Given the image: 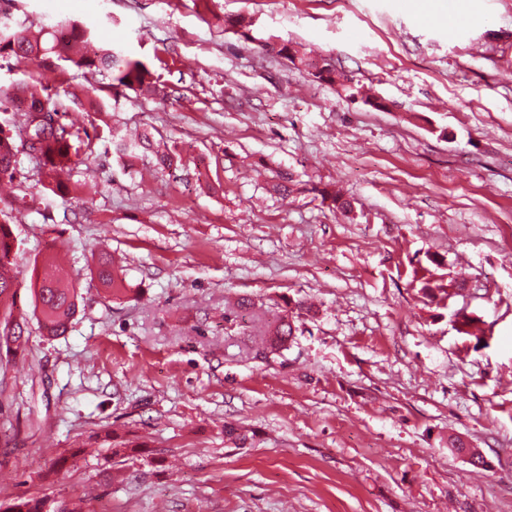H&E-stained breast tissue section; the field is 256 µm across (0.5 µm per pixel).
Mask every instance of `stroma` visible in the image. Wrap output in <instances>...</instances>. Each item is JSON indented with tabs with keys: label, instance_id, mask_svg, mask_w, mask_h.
Here are the masks:
<instances>
[{
	"label": "stroma",
	"instance_id": "obj_1",
	"mask_svg": "<svg viewBox=\"0 0 512 512\" xmlns=\"http://www.w3.org/2000/svg\"><path fill=\"white\" fill-rule=\"evenodd\" d=\"M0 0L23 27L77 21L151 67L166 97L64 121L102 130L55 195L23 159L20 246L0 318V501L83 512H512V0L448 26L407 0ZM330 57L378 111L262 49ZM150 130L182 167L131 166L113 134ZM293 178L288 196L274 186ZM339 190L352 209L322 199ZM79 294L43 336L30 281L46 243ZM111 252L128 290L91 269ZM252 299L250 308L240 298ZM287 350L262 355L296 303ZM480 317L482 337L459 332ZM249 431L238 448L225 425ZM135 445L113 455L104 433ZM480 449L477 470L449 435ZM26 333L25 323L23 321H16L8 317H4L0 321V347L5 346L6 351H18L24 346V336Z\"/></svg>",
	"mask_w": 512,
	"mask_h": 512
}]
</instances>
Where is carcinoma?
Segmentation results:
<instances>
[{"label":"carcinoma","instance_id":"1","mask_svg":"<svg viewBox=\"0 0 512 512\" xmlns=\"http://www.w3.org/2000/svg\"><path fill=\"white\" fill-rule=\"evenodd\" d=\"M264 47L308 69L314 81L336 82V63L331 58L314 60L288 45L276 47L265 42ZM13 58L17 62H39L46 73L32 80H20L7 89L0 88V112H22L25 122L19 134L25 141L16 139L11 130L0 123V183H12L21 165L20 147L30 143L36 153L34 161L48 181L49 190L56 193L70 190L63 176L73 170V157L81 149H91L93 137L86 128L74 127L63 122L52 124L66 113L68 104H81L76 95L61 98L52 92L55 82L68 81V70L75 68L98 73L110 79L109 87L115 91L132 90L140 93H157L154 76L148 64L121 48H102L95 44L91 28L75 22L43 25L37 31L22 27L11 29L0 25V59ZM114 155L129 161L138 152L150 151L159 169H175L182 165L181 153L156 140L145 130L134 138L112 136ZM14 221L9 206L0 208V296L14 288L13 272L18 265L19 245L13 235ZM93 274L110 295H117L127 288L126 279L112 267L106 254L98 257ZM34 314L43 335L56 338L65 335L78 311L76 288L58 273L56 255L46 256L41 265L34 267L31 277ZM296 327L288 316L277 318L272 334L263 338V344L272 353L286 349ZM25 323L5 317L0 321V347L18 351L24 346Z\"/></svg>","mask_w":512,"mask_h":512}]
</instances>
